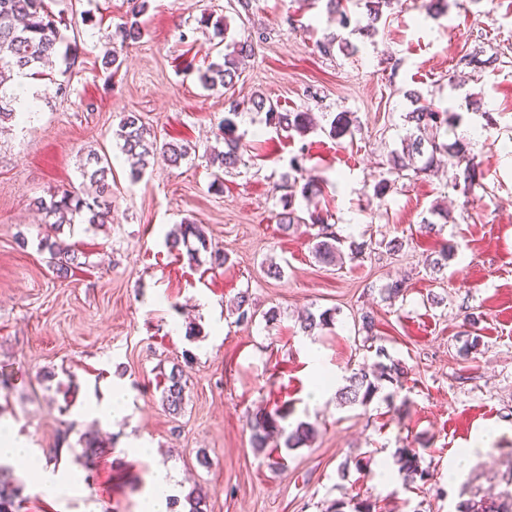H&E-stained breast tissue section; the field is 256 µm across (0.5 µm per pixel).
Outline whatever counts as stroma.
Instances as JSON below:
<instances>
[{
    "label": "stroma",
    "instance_id": "stroma-1",
    "mask_svg": "<svg viewBox=\"0 0 512 512\" xmlns=\"http://www.w3.org/2000/svg\"><path fill=\"white\" fill-rule=\"evenodd\" d=\"M46 2L66 22L75 62L57 60L51 79L24 80L36 111L0 125V371L12 378L0 389V421L30 443L43 468L67 433L58 463L76 467L79 481L49 494L32 471L15 469L21 512H140L159 463L182 473L181 494L206 493L207 512H325L351 498L375 502L376 512H456L460 501L512 492V0L465 9L450 0L435 19L422 0H402L375 40L351 35L358 51L348 56L319 52L317 41L337 26L305 0H252L246 21L237 0H149L143 34L124 48L115 73L101 58L130 0ZM205 14L228 17L229 38L256 40L228 91L199 80L217 57L201 33ZM468 53L483 64L453 86L448 76ZM59 79L66 95L56 93ZM409 89L479 128L466 146L484 177L466 195L453 189L449 166L402 179L377 210L369 201L401 146ZM257 94L282 111L312 113L317 127L304 136L275 130L249 105ZM131 112L159 140L189 142L190 155L177 166L155 157L132 179L115 138ZM342 112L352 132L337 138L330 122ZM228 116L243 143L260 146L231 169L211 156L224 148ZM92 151L112 168L111 223L48 233L36 200L80 188ZM302 151L305 178L322 188L320 209L375 251L324 265L312 254L317 227L282 232L276 184ZM442 205L450 214L442 233L421 234L422 218ZM187 220L207 241L193 263L166 243ZM48 235L77 250L67 277L48 265L40 244ZM396 237L400 252L381 247ZM447 242L457 245L456 258L443 274L430 273L426 257ZM216 249L226 257L219 267L210 258ZM272 263L281 278L267 276ZM396 279L406 282L403 296L383 299L381 286ZM245 290L259 311L276 310V320L237 323L233 305ZM327 309L333 325L304 334L305 313ZM365 311L375 317L367 348L356 340ZM475 336L479 346L466 350ZM379 347L410 367L403 387L384 385L364 408L332 394L312 400L311 350L341 387L349 368L374 362ZM175 367L187 379L177 415L162 404ZM111 385L124 390L132 413L105 423L89 405ZM260 411L312 423L318 434L272 462L250 442L246 422ZM490 424L501 438L449 480L459 448ZM87 433L107 448L90 467L79 444ZM135 441L151 457L131 450ZM404 446L419 450L427 484H404L395 462Z\"/></svg>",
    "mask_w": 512,
    "mask_h": 512
}]
</instances>
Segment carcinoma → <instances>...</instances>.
<instances>
[{
    "instance_id": "carcinoma-1",
    "label": "carcinoma",
    "mask_w": 512,
    "mask_h": 512,
    "mask_svg": "<svg viewBox=\"0 0 512 512\" xmlns=\"http://www.w3.org/2000/svg\"><path fill=\"white\" fill-rule=\"evenodd\" d=\"M325 11L341 27H353V31L367 39L379 34L380 26L386 24L385 13L392 12L401 6V0H323ZM149 8L148 0H135L131 14L119 24L115 36L121 43L136 41L142 36L139 16ZM201 23L207 29V38L215 47H224L218 51V60L208 65L200 75V81L208 88L217 85L226 90L232 89L242 75V65L254 56L253 40L227 39L230 24L227 19L219 18L210 22L202 18ZM62 20L55 19L49 11L46 0H0V123L8 122L17 114L24 112V106L13 91L5 87L11 76L34 78L41 75L39 68L60 53L64 36L59 28ZM319 51L325 55L337 50L343 54H352L358 47L346 38L334 34L317 42ZM411 109L405 113L404 122L410 125L406 135L401 139V149L391 151L387 161L388 168L379 174L374 187V198L384 202L388 187L393 180L404 177V173L412 171L421 174L433 167L443 156L448 157V164L459 169L455 176L454 186L466 195L475 181L483 178V172L474 157L470 156L467 147L458 139L448 140L460 120V115L449 108H441L424 103V97L418 90L403 92ZM253 106L266 111L269 125L277 130L303 134L313 128L307 112H281L278 106L263 96L256 95L252 99ZM232 119H224L225 150L218 153L220 163L226 168H234L245 163L244 149L239 139L233 135ZM116 136L122 141L120 149L127 157L132 178H140L150 165V158L161 152L168 162L174 166L188 157L191 147L188 144L157 142L156 135L135 114L124 117L119 123ZM97 168L83 170V176L96 183L98 196L89 202L74 190L65 189L51 197L50 201L40 199L35 202L37 208L44 211L50 219V227L56 229L64 224H106L112 220V203L105 199L111 194V185L107 182L110 168L103 165L102 158L94 157ZM305 154L295 155L290 159L289 171L282 176L278 188L282 191L279 202L282 211L278 213L280 229L287 233L297 231L303 224L319 225L312 247L314 257L325 265H336L337 257L341 256L342 246H348L353 254H361L364 245L337 235L332 225L317 211L304 212L297 205V197L305 200L321 192L314 180H303ZM448 223V210L433 208L430 216L422 218L420 231L431 235L442 231V225ZM196 239L201 246H206L202 228L194 223H183L173 233L169 245L172 248L184 246L189 259H196L198 249L190 244ZM44 248L49 251V266L56 275L66 277L71 265L77 260L76 251L69 245L60 246L57 242L45 239ZM457 254V247L446 244L438 254L426 258L427 267L433 273H440L448 266V261ZM238 323H249L256 318L257 309L253 307L249 292L239 294L236 303ZM265 321L274 319V311L262 314ZM334 321L333 314L325 310L319 314L309 312L302 321L304 332L309 333L317 328H324ZM409 368L399 359L389 362H377L372 366L360 365L351 369L345 378L346 385L338 390L342 404L366 407L372 401L382 382L398 387L407 380ZM169 385L162 394V403L167 409L178 414L184 403L185 380L183 371L177 367L171 370ZM251 431L252 447L258 451L267 448L273 437L282 439L283 447L292 451L309 445L315 439L316 429L308 422L299 421L288 428L278 424L277 418L271 414H255L248 422ZM399 472L404 479L413 484L416 481L427 482L429 471L422 467L421 456L414 448H400L397 452ZM24 498L22 487L8 476V467L0 464V512H19ZM328 512H372L369 502H352L337 500L329 506ZM460 512H512V498L507 501L483 499L478 502L460 505Z\"/></svg>"
}]
</instances>
